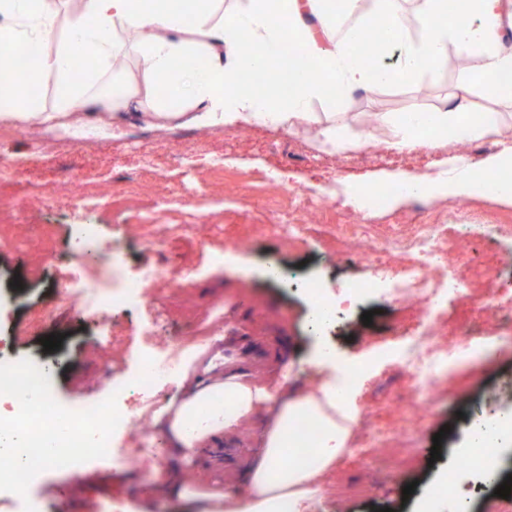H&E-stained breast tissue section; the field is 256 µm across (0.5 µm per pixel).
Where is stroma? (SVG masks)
<instances>
[{"instance_id":"1","label":"stroma","mask_w":512,"mask_h":512,"mask_svg":"<svg viewBox=\"0 0 512 512\" xmlns=\"http://www.w3.org/2000/svg\"><path fill=\"white\" fill-rule=\"evenodd\" d=\"M465 77L452 58H444L418 81H391L370 92H358L334 101L324 96L312 104L317 112H332L346 130L368 132L363 148L337 155L325 152L320 127L306 126L290 133L281 129L250 127L201 128L187 119L156 125L148 111L125 108L112 115L99 103L80 104L78 111L51 123H31L0 129V157L17 164L15 177L0 181V200L13 202L0 211V228L28 240L25 252L0 248V354L24 362L49 363L52 398L69 407L95 401L112 384L133 372L150 344L164 345L188 338L199 327L223 332L224 318L238 321L250 343L263 349L259 359L240 358L237 366L261 371L268 356L283 358L275 375L289 388L306 387L322 370V349L336 360L352 363L368 356L373 346L394 344L418 314L402 310L387 292L379 290L341 308L320 335L311 332V301L304 289L318 282L328 293L369 278L371 269L358 253L336 257L330 244L340 225L358 221L359 208L341 215L319 211L307 245L288 247L272 227V211L288 206L291 191L329 192L347 199L369 185L409 173L433 175L457 151L448 145L404 157L387 150L405 112L432 111L453 95ZM474 108L497 123L495 133L469 141L467 162L482 168L497 156V144L512 140V99L492 98L479 81L471 83ZM154 156L146 168L140 146ZM224 160V170L210 172L213 158ZM277 177L262 183L263 173ZM106 183L109 198L91 204L71 202L76 184ZM52 193L57 203L33 202L34 194ZM460 206L475 224H511L512 200L492 193L479 197L421 196L386 204L370 212L381 230L406 222L422 224ZM172 225L161 246L149 245L141 219ZM97 227L101 247L122 240L121 265L126 274L148 269L163 271L175 285L152 292L128 306L91 316L67 305L58 287L73 274L94 276L82 265L76 248L78 227ZM53 230L51 254H44L32 238L43 226ZM247 238L246 252L234 251L238 238ZM470 266L500 269L499 297L512 303V267L503 263V248L480 235L469 240ZM223 264H215L216 256ZM285 273L271 279L268 267ZM371 324H363L364 312ZM62 335L60 349L45 351L41 340ZM451 393L437 394L426 419L415 430L417 453L404 473L372 471L366 459L348 452L339 462L336 478L347 488L375 480L381 491L370 499L348 498L343 507L322 502L319 512H420L429 488L449 469L458 467L470 445L468 413L492 421L512 423V331H502L497 349L448 373ZM507 396L487 403L491 391ZM409 383L394 368L378 366L352 395L355 405L374 407L380 425L393 419V404L407 398ZM177 397L176 382H169L145 405L129 392L124 407L135 425L126 441L140 457H156L193 474L187 494L152 498L141 485L137 459L120 451L89 462L78 474L45 469L19 490L0 491V512H23L26 501H38L42 512H202L212 486L245 491L248 461L258 451L263 424L251 422L240 454L215 464L209 453L189 454L170 441L164 422L154 414ZM441 443H433L435 434ZM441 456L431 459L432 445ZM410 496H403L407 484Z\"/></svg>"}]
</instances>
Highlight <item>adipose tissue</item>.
<instances>
[{
	"instance_id": "1",
	"label": "adipose tissue",
	"mask_w": 512,
	"mask_h": 512,
	"mask_svg": "<svg viewBox=\"0 0 512 512\" xmlns=\"http://www.w3.org/2000/svg\"><path fill=\"white\" fill-rule=\"evenodd\" d=\"M66 0H0V68L12 60L11 48L45 44L56 30ZM67 22V38L54 54L39 55L30 68L32 81L45 74L55 79L53 108L32 99L15 81H0V123H47L91 101L103 86L112 88V104L150 111L167 121L190 115L202 127L324 128L328 152L361 148L365 135L346 136L332 113L316 112L312 103L322 94L325 78H333L342 96L370 91L392 78L415 81L427 68L456 50L468 69L491 95L501 93L512 77V45L504 31L512 26V0H464L463 9L449 12L448 0H415V24L421 39H411L402 20L400 0H234L216 12L215 0H79ZM383 29L381 51L395 54L396 69L355 58L351 48L363 26ZM81 38L94 58L83 81L70 74V41ZM141 71L164 87L156 99L139 95L129 84L109 85L110 71L128 54ZM203 54L201 67L188 58ZM277 68L288 83V95L260 93L245 87L241 73ZM492 119L475 111L470 87L458 88L448 106L432 112L410 110L391 149L417 148V130L452 133L460 140L484 135ZM482 171L459 165L454 177L428 180L411 174L398 178L404 197L467 196L485 188ZM179 395L165 408L169 435L176 447L190 452L222 445L237 436L244 422L263 418L260 453L248 471L250 492L234 497L213 490L203 512H280L285 501H302L325 488L355 436L356 412L335 365L329 364L316 389L286 392L285 384L269 385L233 371L203 381L183 372ZM217 392L229 398L232 415L199 409ZM313 415L320 426V454L315 467H284L290 447V425L298 412Z\"/></svg>"
}]
</instances>
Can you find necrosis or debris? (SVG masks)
Segmentation results:
<instances>
[{
    "mask_svg": "<svg viewBox=\"0 0 512 512\" xmlns=\"http://www.w3.org/2000/svg\"><path fill=\"white\" fill-rule=\"evenodd\" d=\"M448 218L445 224H404L379 238L363 222L346 225L343 234L344 241L373 268L372 277L347 288L348 296L361 298L384 286L399 303L420 309L418 328L402 340L394 361L395 368L411 380L414 394L400 405L401 418L390 429L376 425L373 410H364L353 443L360 454L372 456L381 471H402L412 460L410 434L424 418L417 391L447 389L449 369L467 362L472 354V326L460 325L452 335L443 330L440 313L449 300H467L489 318L512 322V313L497 301L495 276H487L482 287H474L466 268L467 250L459 239L462 226L458 215L452 211ZM167 285L162 273L152 271L124 277L116 291L105 289L96 278L78 286L64 285L61 291L73 307L96 314L140 301L151 289ZM181 360L176 343L149 346L138 369L125 382L113 385L111 394L64 409L47 392L44 367L0 359V399L8 402L7 409L0 410V433L19 438L8 454H0V488L28 484L47 467L75 474L85 461L110 455L120 436L133 425L120 404L126 390L133 388L142 397L153 398L178 372ZM17 377L26 380V395L5 389V382ZM467 460L463 469L449 470L446 478L432 486L428 512H441L449 499L458 497L462 475L495 477L498 461L482 448H469Z\"/></svg>",
    "mask_w": 512,
    "mask_h": 512,
    "instance_id": "obj_1",
    "label": "necrosis or debris"
}]
</instances>
